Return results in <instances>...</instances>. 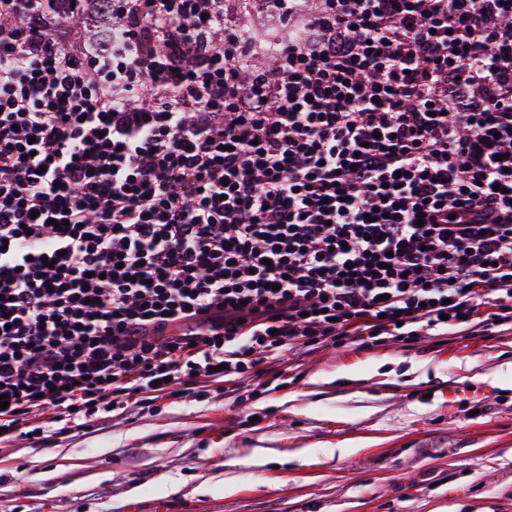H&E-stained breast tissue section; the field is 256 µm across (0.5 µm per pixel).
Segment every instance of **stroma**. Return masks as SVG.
Masks as SVG:
<instances>
[{
    "label": "stroma",
    "instance_id": "stroma-1",
    "mask_svg": "<svg viewBox=\"0 0 512 512\" xmlns=\"http://www.w3.org/2000/svg\"><path fill=\"white\" fill-rule=\"evenodd\" d=\"M247 381L0 442V512H512V327L302 352Z\"/></svg>",
    "mask_w": 512,
    "mask_h": 512
}]
</instances>
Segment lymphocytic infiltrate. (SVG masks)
<instances>
[{"label": "lymphocytic infiltrate", "mask_w": 512, "mask_h": 512, "mask_svg": "<svg viewBox=\"0 0 512 512\" xmlns=\"http://www.w3.org/2000/svg\"><path fill=\"white\" fill-rule=\"evenodd\" d=\"M266 3L0 21V437L512 323V0Z\"/></svg>", "instance_id": "lymphocytic-infiltrate-1"}]
</instances>
